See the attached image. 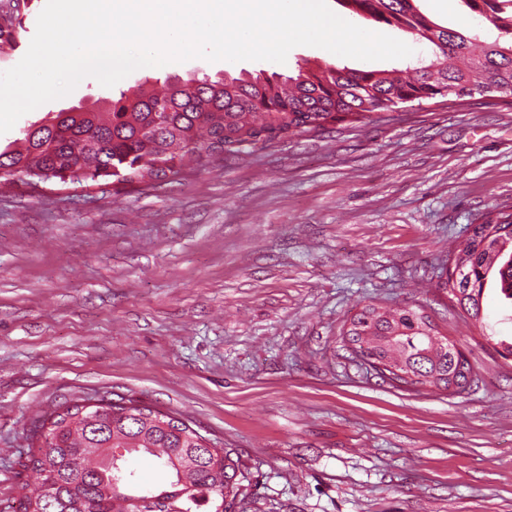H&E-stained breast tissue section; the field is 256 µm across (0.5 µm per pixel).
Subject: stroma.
Listing matches in <instances>:
<instances>
[{"instance_id": "1", "label": "stroma", "mask_w": 512, "mask_h": 512, "mask_svg": "<svg viewBox=\"0 0 512 512\" xmlns=\"http://www.w3.org/2000/svg\"><path fill=\"white\" fill-rule=\"evenodd\" d=\"M358 67L195 58L118 82ZM83 79L23 115L91 106ZM512 212V98L449 96L156 182L0 185V504L34 416L72 395L145 403L234 451L237 512H512V358L440 284L471 225ZM423 307L475 381L406 389L342 336L363 305Z\"/></svg>"}]
</instances>
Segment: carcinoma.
I'll use <instances>...</instances> for the list:
<instances>
[{"instance_id": "cac0c4a2", "label": "carcinoma", "mask_w": 512, "mask_h": 512, "mask_svg": "<svg viewBox=\"0 0 512 512\" xmlns=\"http://www.w3.org/2000/svg\"><path fill=\"white\" fill-rule=\"evenodd\" d=\"M29 0L0 6V56L18 49ZM351 13L397 28L431 49L429 63L400 71L301 67L280 79L256 73L193 76L156 88L145 80L105 108L57 112L0 150V180L38 183L115 177L156 181L177 173L184 158L241 154L276 139L319 133L349 121L374 124L383 114L450 95L490 90L512 96V0H460L496 31L435 23L416 0H336ZM512 213H499L473 230L450 260L443 288L475 320L483 319L489 275L512 300ZM345 342L391 383L461 392L474 382L465 355L412 308L369 303L349 318ZM35 448L25 463L34 483L21 487L11 512H235L239 496L233 450L204 437L189 421L149 405L105 396L73 395L34 418ZM148 454L168 481L144 494L126 470V456ZM153 499L139 508L136 500Z\"/></svg>"}]
</instances>
